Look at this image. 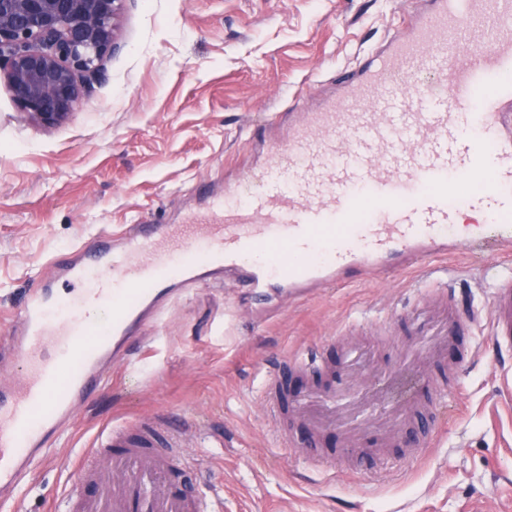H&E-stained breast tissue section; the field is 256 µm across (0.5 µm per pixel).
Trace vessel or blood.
<instances>
[{
	"instance_id": "vessel-or-blood-1",
	"label": "vessel or blood",
	"mask_w": 512,
	"mask_h": 512,
	"mask_svg": "<svg viewBox=\"0 0 512 512\" xmlns=\"http://www.w3.org/2000/svg\"><path fill=\"white\" fill-rule=\"evenodd\" d=\"M336 83L335 107L290 114L259 168L208 194L205 209L78 246L45 287L30 289L0 338V369L26 363L21 380L0 381V506L50 463L76 407L130 363L168 300L208 279L224 277L260 305L273 288L297 300L419 266L442 288L443 335L479 323L443 283L461 253L512 261V0H431ZM490 325L495 343L512 348L511 276L497 279ZM458 379L452 369L437 382L438 421ZM192 427L179 417L162 446L151 423L102 425L55 505L195 512L171 478Z\"/></svg>"
}]
</instances>
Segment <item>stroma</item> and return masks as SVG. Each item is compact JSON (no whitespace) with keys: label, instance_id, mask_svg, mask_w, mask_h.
<instances>
[{"label":"stroma","instance_id":"35a3bbf8","mask_svg":"<svg viewBox=\"0 0 512 512\" xmlns=\"http://www.w3.org/2000/svg\"><path fill=\"white\" fill-rule=\"evenodd\" d=\"M415 9L413 0H126L103 79L67 121L45 126L18 111L0 83V337L45 263L77 243L126 224H178L204 209L207 191L261 160L262 141L282 134L285 112H310L336 97L337 70L382 43ZM449 288L490 309L495 259H452ZM414 270L300 301H273L260 321L240 289L211 282L172 302L147 328L140 365L116 371L109 391L82 411L37 468L15 512H47L69 475L74 449L101 424L196 421L185 453L200 500L223 512H512V400L487 325L466 336H431L415 319ZM439 345L441 361L410 369L407 358ZM364 350L347 366L342 348ZM314 354L336 369L290 375L288 393L369 391L370 405L428 388L421 374L461 367L455 406L424 461L409 454L420 432L411 406L399 437L378 442L370 426L317 424L288 415L289 445L263 416V382L284 357ZM333 459L328 479L318 458Z\"/></svg>","mask_w":512,"mask_h":512}]
</instances>
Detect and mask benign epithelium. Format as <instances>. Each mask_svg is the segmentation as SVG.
<instances>
[{
  "instance_id": "1",
  "label": "benign epithelium",
  "mask_w": 512,
  "mask_h": 512,
  "mask_svg": "<svg viewBox=\"0 0 512 512\" xmlns=\"http://www.w3.org/2000/svg\"><path fill=\"white\" fill-rule=\"evenodd\" d=\"M125 0H0V77L18 110L55 125L99 82Z\"/></svg>"
}]
</instances>
